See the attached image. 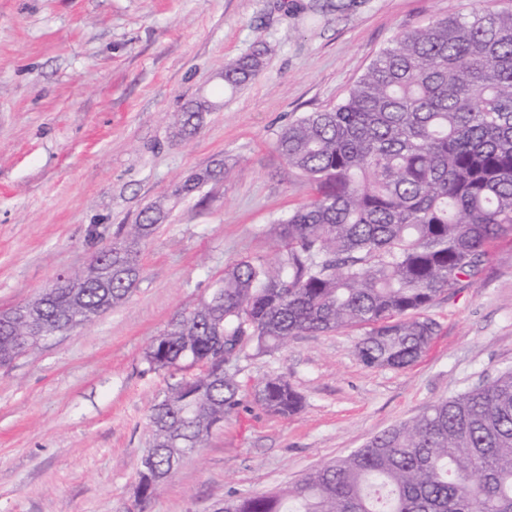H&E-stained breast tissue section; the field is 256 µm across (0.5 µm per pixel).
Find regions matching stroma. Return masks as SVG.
<instances>
[{
	"instance_id": "obj_1",
	"label": "stroma",
	"mask_w": 512,
	"mask_h": 512,
	"mask_svg": "<svg viewBox=\"0 0 512 512\" xmlns=\"http://www.w3.org/2000/svg\"><path fill=\"white\" fill-rule=\"evenodd\" d=\"M337 1L0 0V312L83 270L186 177L230 166L147 240L125 303L0 367V512H129L149 410L187 377L148 371L147 348L225 267L275 260L276 220L314 193L277 151L280 129L333 107L398 32L472 8ZM260 39L271 50L259 76L178 137V113ZM428 314L437 333L406 369L359 362V327L244 361L246 384L286 374L303 408L276 417L242 394L147 512H223L229 492L288 486L512 369V233Z\"/></svg>"
}]
</instances>
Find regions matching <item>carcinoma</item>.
Segmentation results:
<instances>
[{"label": "carcinoma", "instance_id": "obj_1", "mask_svg": "<svg viewBox=\"0 0 512 512\" xmlns=\"http://www.w3.org/2000/svg\"><path fill=\"white\" fill-rule=\"evenodd\" d=\"M398 33L331 108L281 129L276 148L315 186L277 222L275 263L241 259L209 299L173 319L144 354L147 370H206L157 401L149 416L159 479L202 448L245 390L241 361L272 356L297 336L365 328L355 347L368 367L403 369L423 355L437 323L426 315L459 278L475 277L488 243L512 233V11L474 0ZM268 46L227 62L223 89L261 72ZM215 103L179 114L195 135ZM224 162L173 196L224 177ZM166 199L122 226L112 253L26 303L54 336L125 302L140 276L141 246L167 220ZM28 325L0 316V366L25 352ZM253 401L286 417L303 396L282 373L251 387ZM224 512H512V369L438 402L364 447L262 495L232 492Z\"/></svg>", "mask_w": 512, "mask_h": 512}]
</instances>
